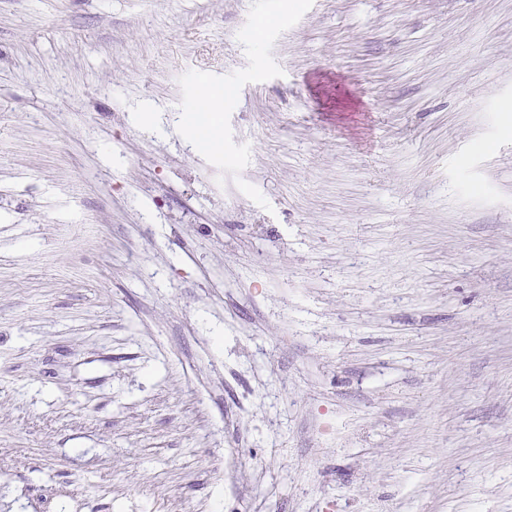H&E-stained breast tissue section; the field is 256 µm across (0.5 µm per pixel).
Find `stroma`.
I'll return each instance as SVG.
<instances>
[{"label": "stroma", "mask_w": 512, "mask_h": 512, "mask_svg": "<svg viewBox=\"0 0 512 512\" xmlns=\"http://www.w3.org/2000/svg\"><path fill=\"white\" fill-rule=\"evenodd\" d=\"M510 103L512 0H0V512H512ZM224 108V97L215 94L207 85L197 90V105L194 112L188 113L183 123L192 137L198 151L216 152L223 147L222 135L213 128L211 116Z\"/></svg>", "instance_id": "stroma-1"}]
</instances>
